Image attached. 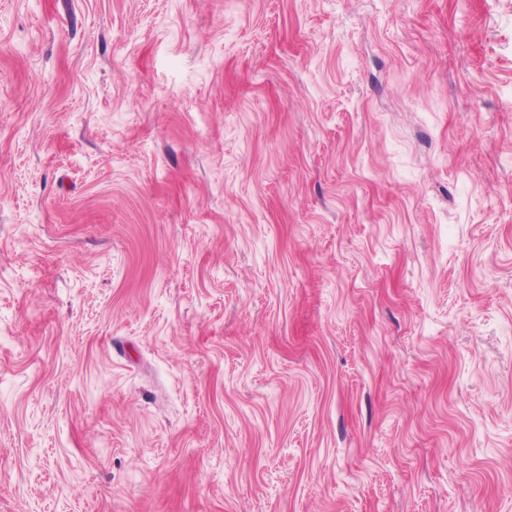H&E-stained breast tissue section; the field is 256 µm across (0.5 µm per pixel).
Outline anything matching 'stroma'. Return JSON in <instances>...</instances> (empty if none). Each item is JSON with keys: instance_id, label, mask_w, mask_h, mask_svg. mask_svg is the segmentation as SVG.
Listing matches in <instances>:
<instances>
[{"instance_id": "stroma-1", "label": "stroma", "mask_w": 512, "mask_h": 512, "mask_svg": "<svg viewBox=\"0 0 512 512\" xmlns=\"http://www.w3.org/2000/svg\"><path fill=\"white\" fill-rule=\"evenodd\" d=\"M0 512H512V0H0Z\"/></svg>"}]
</instances>
